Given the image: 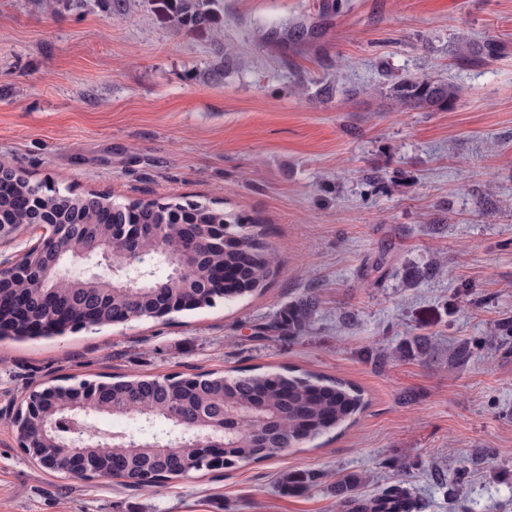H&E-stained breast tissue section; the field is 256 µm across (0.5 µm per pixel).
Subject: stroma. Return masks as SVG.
<instances>
[{"mask_svg": "<svg viewBox=\"0 0 512 512\" xmlns=\"http://www.w3.org/2000/svg\"><path fill=\"white\" fill-rule=\"evenodd\" d=\"M320 0H224L211 27L160 0H0V163L113 200L187 197L261 218L262 295L167 322L0 342V512H345L402 488L418 512H512V0H347L292 51L268 27ZM506 56L454 65L458 39ZM238 67L219 73L218 45ZM395 76L454 81L398 107ZM333 84L332 97L318 93ZM309 324L282 331L290 305ZM468 344L471 357L454 353ZM291 368L360 387L356 423L281 456L162 487L80 479L20 451L12 416L51 380ZM314 482L284 493V474ZM399 107L445 110L463 96V88L449 81H432L426 78H399L388 90ZM314 305L313 299H305L288 308V333L301 331L302 327L310 319L315 307ZM359 482V477L347 475L336 485V495L343 499L344 507H346L348 511L397 512L393 510L401 507L400 497L404 496V490L402 489H396L397 491L393 492V494H388L370 503H353L355 500L351 498L350 494L354 491ZM388 503H390L391 506L386 510L385 506Z\"/></svg>", "mask_w": 512, "mask_h": 512, "instance_id": "1", "label": "stroma"}]
</instances>
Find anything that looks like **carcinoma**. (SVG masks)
Segmentation results:
<instances>
[{"label":"carcinoma","instance_id":"1","mask_svg":"<svg viewBox=\"0 0 512 512\" xmlns=\"http://www.w3.org/2000/svg\"><path fill=\"white\" fill-rule=\"evenodd\" d=\"M173 18L184 26L207 27L222 0H169ZM343 0H321L317 21L273 26L264 33L272 46L303 45L326 35ZM504 47L494 38L467 41L458 64L488 62ZM400 107L445 110L463 96L452 81L400 78L389 87ZM0 224L19 229L52 224L63 232L62 248L37 244L22 263L0 280V339L30 338L78 332L93 326L133 321H165L184 311L212 308L259 294L277 273L260 220L226 212L220 202L161 198L148 204L141 198L115 202L108 194H77L42 184L20 170L0 166ZM131 224H164L163 240L155 231L126 237ZM120 243L155 257L133 288L113 284L110 271L92 278L73 265L79 254H95L104 241ZM195 243L187 272L171 277L170 260ZM315 302L304 300L288 308V331L296 333L310 319ZM367 406L363 390L343 381L312 373L296 374L241 370L163 377L117 375L110 380L67 378L33 389L15 415L21 444L32 459L52 472L87 478L123 480L130 487L162 486L189 472L233 469L256 463L317 439L353 421ZM133 415L150 436L112 438L103 448L63 451L65 436L52 422L65 415ZM206 435L216 436L207 448ZM306 472L281 480L290 494L305 490ZM360 478L346 476L336 495L349 512H393L401 507L399 489L370 503L351 498Z\"/></svg>","mask_w":512,"mask_h":512}]
</instances>
